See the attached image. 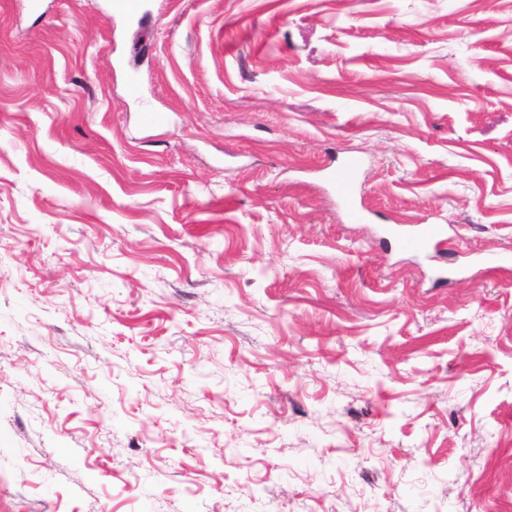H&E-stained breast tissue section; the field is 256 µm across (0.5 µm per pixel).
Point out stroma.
<instances>
[{
  "mask_svg": "<svg viewBox=\"0 0 512 512\" xmlns=\"http://www.w3.org/2000/svg\"><path fill=\"white\" fill-rule=\"evenodd\" d=\"M106 2L0 0V512H512V0ZM362 166L360 157L350 155L338 164L332 161L324 167L326 181L346 219L351 223H360L366 218L357 184ZM444 224H419L413 231L396 237V247L399 250L413 253L433 251L440 248L447 240Z\"/></svg>",
  "mask_w": 512,
  "mask_h": 512,
  "instance_id": "stroma-1",
  "label": "stroma"
}]
</instances>
